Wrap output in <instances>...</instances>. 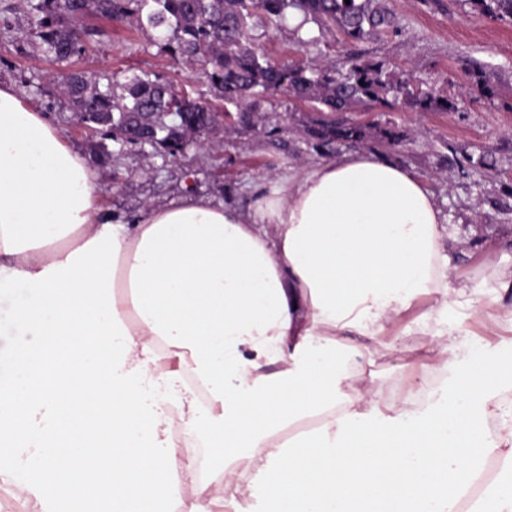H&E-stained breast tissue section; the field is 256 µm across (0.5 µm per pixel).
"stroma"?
Wrapping results in <instances>:
<instances>
[{"mask_svg": "<svg viewBox=\"0 0 512 512\" xmlns=\"http://www.w3.org/2000/svg\"><path fill=\"white\" fill-rule=\"evenodd\" d=\"M400 30L357 44L364 58L394 62L424 85H433L457 101L453 112H351L358 122L395 125L404 139L391 161L420 174L448 216V246L458 254L457 280L483 281L480 301L496 304L503 322L487 330L481 315L463 308L462 336L472 347L494 358L512 357V290L494 285L498 270L512 266V24L494 21L473 11L465 0H389ZM35 18L17 7V0H0V82L14 85L21 97L46 112L69 144L89 153L86 132L73 121L70 105L59 98L61 75L78 73L107 85L126 72L150 77L188 90L195 97L223 106L197 61L174 59L166 40L150 29L95 12L63 17L62 25L82 26L92 35L79 56L59 63L47 58L30 36ZM310 41L298 45L290 25L272 27L254 19L256 46L275 62L307 63L338 60L349 49L338 34L309 27ZM477 61L496 88L494 99L475 97L465 68ZM263 125L254 130H230L212 148L191 147L178 162L135 148L110 144L111 164L98 168V191L107 212L133 221L148 207L192 191L217 200L245 203L257 187L323 160L351 153L348 145L314 148L312 139L298 134V124L312 115L309 104L280 99L262 101ZM398 349L380 352L365 366L380 410L409 405L412 388L427 386L442 360L411 316L396 326ZM193 442L175 447L170 459L176 487L175 512H190L197 504L195 489L208 481L212 512H262L260 495L224 496V478L213 465L197 476Z\"/></svg>", "mask_w": 512, "mask_h": 512, "instance_id": "stroma-1", "label": "stroma"}]
</instances>
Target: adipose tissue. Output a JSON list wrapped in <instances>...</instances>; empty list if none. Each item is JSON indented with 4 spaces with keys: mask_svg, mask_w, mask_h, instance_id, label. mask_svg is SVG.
<instances>
[{
    "mask_svg": "<svg viewBox=\"0 0 512 512\" xmlns=\"http://www.w3.org/2000/svg\"><path fill=\"white\" fill-rule=\"evenodd\" d=\"M447 222L421 176L359 150L244 206L185 193L130 224L0 84V302L19 336L0 349V466L37 448L18 487L43 512H172L158 447L177 428L225 488L256 467L265 512H512V360L455 355L457 298L483 286L456 283ZM414 308L454 357L452 387L386 414L372 350L334 344L384 343ZM160 391L176 417L147 405Z\"/></svg>",
    "mask_w": 512,
    "mask_h": 512,
    "instance_id": "adipose-tissue-1",
    "label": "adipose tissue"
}]
</instances>
